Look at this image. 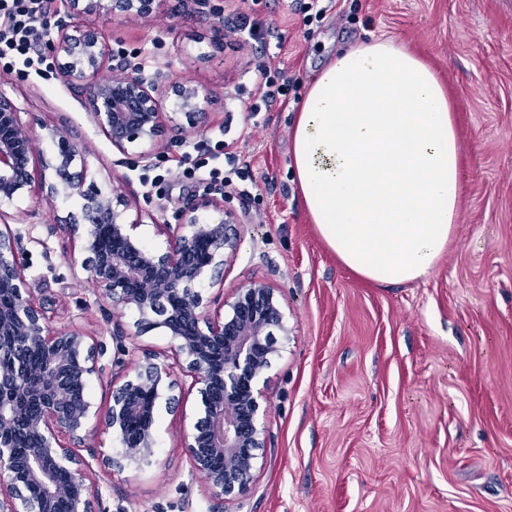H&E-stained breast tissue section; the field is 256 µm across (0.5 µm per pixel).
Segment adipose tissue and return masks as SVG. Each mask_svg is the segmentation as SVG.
Masks as SVG:
<instances>
[{
    "label": "adipose tissue",
    "mask_w": 512,
    "mask_h": 512,
    "mask_svg": "<svg viewBox=\"0 0 512 512\" xmlns=\"http://www.w3.org/2000/svg\"><path fill=\"white\" fill-rule=\"evenodd\" d=\"M290 139L306 214L345 267L381 285L433 270L457 224L460 143L416 53L381 38L340 51L309 81Z\"/></svg>",
    "instance_id": "adipose-tissue-1"
}]
</instances>
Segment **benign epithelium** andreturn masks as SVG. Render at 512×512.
<instances>
[{"instance_id": "obj_1", "label": "benign epithelium", "mask_w": 512, "mask_h": 512, "mask_svg": "<svg viewBox=\"0 0 512 512\" xmlns=\"http://www.w3.org/2000/svg\"><path fill=\"white\" fill-rule=\"evenodd\" d=\"M68 2L75 15L98 10L146 20L155 0ZM44 26L57 76L83 94L91 122L119 153L132 149L143 160L164 151L162 101L170 94L178 115L190 127L200 126L208 97L198 85L170 71L147 73L140 63L114 55L97 28L64 19H46ZM109 69L122 75L101 78ZM21 112L0 92V512H59L61 504L64 512H87L100 487L80 449L95 433L115 435L127 463H150L156 407L163 402L186 420L182 397L174 394L177 370L193 379L203 404L192 427L180 428L192 475L221 504L245 494L260 469L259 451L267 447L258 382L279 352L277 336L288 338L290 329L277 289L266 282L239 284L223 302V313L209 311L195 289L207 276L223 284L219 276L241 243L235 212L222 195L194 199L177 224L159 225L167 246L150 248L137 232L143 214L126 180L117 179L110 193L85 186L74 165L86 146L63 127L36 132ZM45 137L55 146L49 155L34 146ZM26 193L49 203L77 198L78 215L65 222L82 255L80 261L71 258L72 265L112 305L135 309L139 330L162 328L169 336L170 354L163 360L148 353L131 371L112 360L104 408L75 395L92 377H103L95 357L99 340L73 324L52 326L45 306L24 288L23 236L11 229L6 209ZM30 352L40 357L37 369L27 363ZM134 422L138 429L131 437ZM22 433L34 446L17 453L14 441Z\"/></svg>"}]
</instances>
